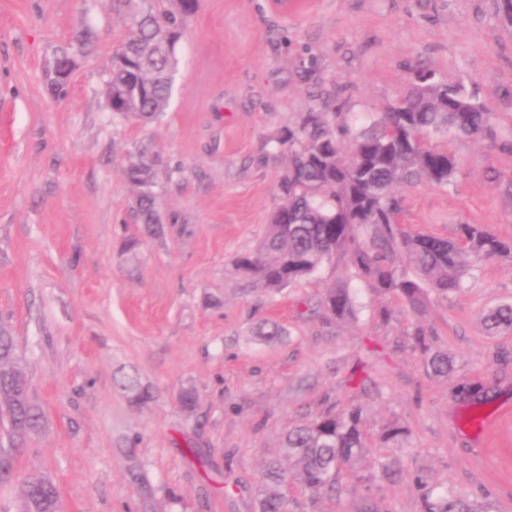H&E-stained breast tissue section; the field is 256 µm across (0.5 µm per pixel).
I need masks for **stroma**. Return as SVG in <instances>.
I'll return each mask as SVG.
<instances>
[{
  "label": "stroma",
  "mask_w": 512,
  "mask_h": 512,
  "mask_svg": "<svg viewBox=\"0 0 512 512\" xmlns=\"http://www.w3.org/2000/svg\"><path fill=\"white\" fill-rule=\"evenodd\" d=\"M125 35L106 0H0V326L46 418L19 448L0 422L16 476L0 512H21L31 473L56 484L61 512H255L284 433L354 408L367 465L397 469L377 482L381 512H421L426 492L446 490L512 512V330L483 324L512 304V255L455 292L424 288L419 311L372 288L345 251L276 293L236 266L281 203L290 154L273 138L313 106L365 130L418 69L460 82L499 135L452 143L453 186H401L402 229L451 238L480 224L512 241V28L497 0H295L284 14L201 0L171 104L148 125L105 106ZM64 48L78 67L58 96L46 73ZM139 165L154 175L150 237L125 175ZM332 284L354 292V320H326ZM267 321L276 341L255 334ZM436 351L447 376L428 367ZM393 421L408 440L380 447ZM342 484L282 492L289 512H354L363 491Z\"/></svg>",
  "instance_id": "stroma-1"
}]
</instances>
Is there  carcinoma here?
<instances>
[{"label":"carcinoma","mask_w":512,"mask_h":512,"mask_svg":"<svg viewBox=\"0 0 512 512\" xmlns=\"http://www.w3.org/2000/svg\"><path fill=\"white\" fill-rule=\"evenodd\" d=\"M121 14L128 36L112 57V115L150 122L169 107L178 66V44L191 22V6L184 0H109ZM494 134L492 113L464 87L436 79L422 71L411 86L391 103L373 128L349 136L336 122V113L311 109L299 122L284 129L274 143L291 153L288 172L278 184L282 204L273 212L261 249L238 261L240 270L256 277L267 290H277L313 276L337 252L350 248L359 273L379 291H399L411 303H422V284L446 294L462 287L476 265L504 254L512 245L479 224L458 225V239L408 234L398 227L402 199L398 187L427 181L453 185L456 154L441 145V137H479ZM351 138L350 152L343 141ZM127 178L144 188L138 200L147 231L156 230V196L149 169L134 167ZM402 260L416 274L394 264ZM322 305L330 320L356 317V298L350 288L325 289ZM490 330L512 326V306L502 305L484 316ZM433 375L448 374V355L433 353ZM28 378L16 355L13 337L0 328V408L9 422L14 445L42 431L41 407L31 398ZM409 430L392 423L381 434L382 444L402 447ZM367 446L356 409L327 411L288 431L282 458L267 462L264 490L257 512H287L280 491L290 477L306 488L334 492L345 472L370 486L373 473L356 469ZM22 512H60L59 494L52 483L30 475L21 484ZM423 512H481L466 495L450 492L423 497Z\"/></svg>","instance_id":"1"}]
</instances>
